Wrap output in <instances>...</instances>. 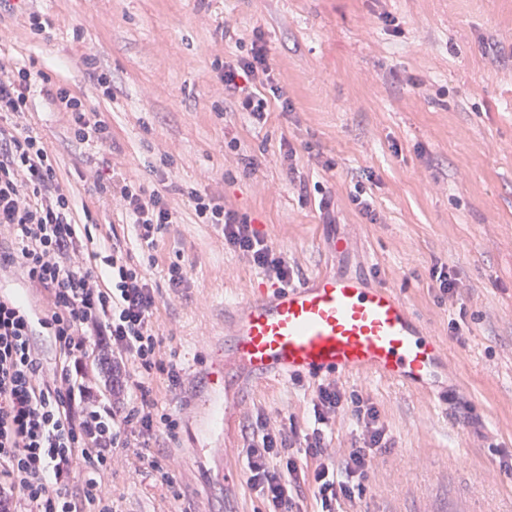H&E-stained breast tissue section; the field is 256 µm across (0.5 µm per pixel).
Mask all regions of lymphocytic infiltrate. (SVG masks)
<instances>
[{
  "label": "lymphocytic infiltrate",
  "instance_id": "lymphocytic-infiltrate-1",
  "mask_svg": "<svg viewBox=\"0 0 512 512\" xmlns=\"http://www.w3.org/2000/svg\"><path fill=\"white\" fill-rule=\"evenodd\" d=\"M270 71L258 34L246 55L225 63L221 80L236 111L265 119L269 103L254 83ZM35 88L67 114L76 140L112 146L109 125L87 110L82 95L52 83L43 71L0 58V274L21 280L29 296L44 302L36 323L24 303L0 297V512H113L98 474L111 468L119 448L138 449L143 462L161 470L150 442L176 424L160 413L153 384L160 377L177 389L183 372L159 355L158 298L144 269L120 238L99 246L77 224L70 190L31 122ZM90 178L130 218L141 246L155 249L158 233L176 221L166 195L134 180L107 185L100 170ZM188 196L225 248L278 285H290L292 268L245 216L197 190ZM38 324L58 358L51 369L34 340ZM93 365L111 369L110 400L89 376ZM312 404L317 427L305 435L263 414L248 425L242 448L248 483L269 512H301L308 483L320 512H340L388 445L375 408L349 406L335 382L319 383ZM349 410L363 427V442L332 455L323 428ZM299 449L316 460L313 473L299 465ZM81 465L87 473L78 480L74 472Z\"/></svg>",
  "mask_w": 512,
  "mask_h": 512
}]
</instances>
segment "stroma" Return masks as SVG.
Here are the masks:
<instances>
[{
	"mask_svg": "<svg viewBox=\"0 0 512 512\" xmlns=\"http://www.w3.org/2000/svg\"><path fill=\"white\" fill-rule=\"evenodd\" d=\"M30 10L44 34L31 33ZM256 34L285 95L259 123L225 99L220 79ZM0 55L34 61L110 126L109 153L30 97L77 222L116 233L142 265L159 300V354L186 371L178 390L154 384L178 422L151 443L173 482L135 449H116L103 482L117 512H267L247 481L212 472L242 467L248 414L314 428L317 378L260 383L232 367L224 458L190 453L224 311L266 281L200 223L190 188L247 217L294 283L326 272L386 284L444 347L424 389L336 376L345 396L375 407L389 442L351 512H512V472L500 468L512 452V0H29L0 14ZM95 70L111 74V98L96 91ZM106 158L175 208L154 250L95 190L89 174ZM358 193L374 219L353 203ZM173 264L184 271L178 289ZM436 266L457 279L455 296L437 288Z\"/></svg>",
	"mask_w": 512,
	"mask_h": 512,
	"instance_id": "obj_1",
	"label": "stroma"
}]
</instances>
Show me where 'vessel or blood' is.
Here are the masks:
<instances>
[{
	"label": "vessel or blood",
	"mask_w": 512,
	"mask_h": 512,
	"mask_svg": "<svg viewBox=\"0 0 512 512\" xmlns=\"http://www.w3.org/2000/svg\"><path fill=\"white\" fill-rule=\"evenodd\" d=\"M228 334V351L212 361L203 401L215 426L226 416L223 394L231 364L258 380L373 373L422 389L442 362L440 342L390 287L324 273L286 288L249 290Z\"/></svg>",
	"instance_id": "b4317fda"
}]
</instances>
